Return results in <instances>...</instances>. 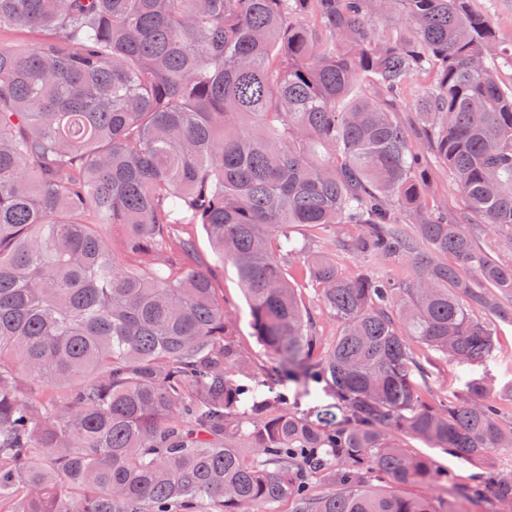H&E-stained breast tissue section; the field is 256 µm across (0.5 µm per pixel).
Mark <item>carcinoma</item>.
<instances>
[{
	"instance_id": "cac0c4a2",
	"label": "carcinoma",
	"mask_w": 512,
	"mask_h": 512,
	"mask_svg": "<svg viewBox=\"0 0 512 512\" xmlns=\"http://www.w3.org/2000/svg\"><path fill=\"white\" fill-rule=\"evenodd\" d=\"M1 29L40 39L0 46V512H461L404 492L448 470L400 437L468 463L512 448L482 382L422 400L406 342L469 364L495 349L475 313L512 323V263L466 229L512 250V86L487 64L512 44L490 20L469 0H0ZM416 75L454 221L391 111ZM181 224L244 289L272 359L249 383ZM340 224L413 278L346 275L294 236ZM294 272L340 324L326 345ZM486 489L512 505L495 472L462 496ZM470 231L476 237L478 245L492 257L502 262L512 261V253L503 251L498 244V237L492 233L485 231L480 225H470Z\"/></svg>"
}]
</instances>
